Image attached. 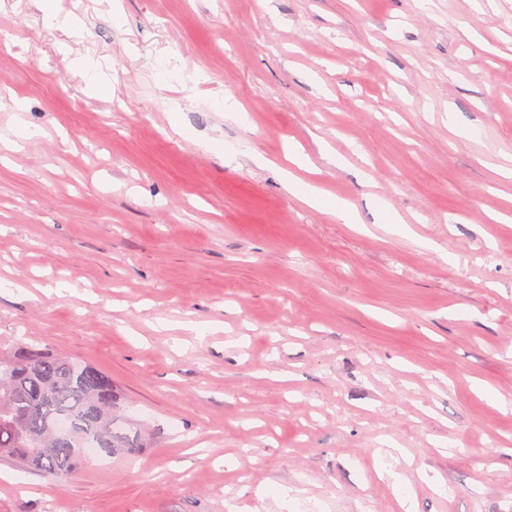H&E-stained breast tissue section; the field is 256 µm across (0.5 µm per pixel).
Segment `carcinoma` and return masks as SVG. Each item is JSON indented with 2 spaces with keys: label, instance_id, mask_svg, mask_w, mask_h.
Listing matches in <instances>:
<instances>
[{
  "label": "carcinoma",
  "instance_id": "obj_1",
  "mask_svg": "<svg viewBox=\"0 0 512 512\" xmlns=\"http://www.w3.org/2000/svg\"><path fill=\"white\" fill-rule=\"evenodd\" d=\"M112 377L45 347H0V456L63 481L88 460L135 446L114 429Z\"/></svg>",
  "mask_w": 512,
  "mask_h": 512
}]
</instances>
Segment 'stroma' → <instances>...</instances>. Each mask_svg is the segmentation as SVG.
I'll return each instance as SVG.
<instances>
[{
    "mask_svg": "<svg viewBox=\"0 0 512 512\" xmlns=\"http://www.w3.org/2000/svg\"><path fill=\"white\" fill-rule=\"evenodd\" d=\"M57 5L0 0V341L138 449L0 512H512V0ZM285 178L288 182V190L300 196L306 204L316 208L328 206V213L345 224L359 223L353 206L348 202L329 201L323 189L315 184L300 181L289 171H285Z\"/></svg>",
    "mask_w": 512,
    "mask_h": 512,
    "instance_id": "obj_1",
    "label": "stroma"
}]
</instances>
